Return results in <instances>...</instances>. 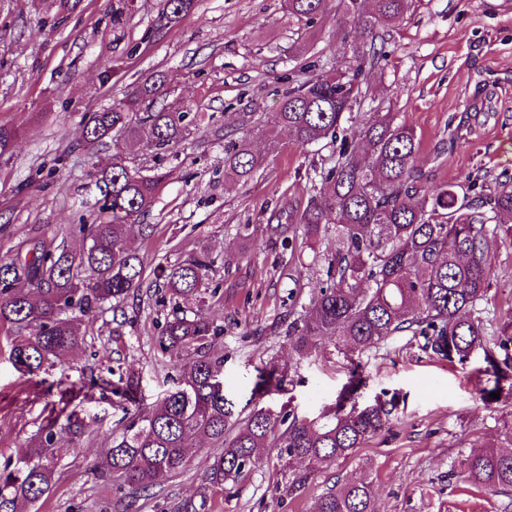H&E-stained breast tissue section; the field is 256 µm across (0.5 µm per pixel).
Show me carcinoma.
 <instances>
[{
    "label": "carcinoma",
    "mask_w": 512,
    "mask_h": 512,
    "mask_svg": "<svg viewBox=\"0 0 512 512\" xmlns=\"http://www.w3.org/2000/svg\"><path fill=\"white\" fill-rule=\"evenodd\" d=\"M332 0H286L288 20L307 27L318 22ZM359 38L345 41L336 68L284 90L271 121L261 125L276 148L274 130L286 129L301 146L328 140L337 145L336 161L315 172L320 188L294 220L307 239L332 234L335 251L324 256L327 279L314 286L308 314L288 322V343L298 358L316 353L321 341L352 355L391 336L410 332L442 360L463 361L475 348H486L487 334L474 316L477 303L492 287L491 253L498 230L512 229V179L487 193L444 188L421 193L417 169L419 141L414 130L395 121L392 112H373L351 131L344 123L362 98L366 65H380V31L401 22L413 0H338ZM194 0H165L164 17L177 24ZM164 94V81L146 80L124 100L94 112L85 124L86 143L95 145L124 133L135 138L149 127L159 153L183 137L186 113L152 110ZM112 165L95 175L100 216L75 225L80 251L66 242L33 241L25 250L0 260V326L8 331L9 358L25 375L39 376L85 344L80 316L93 308L116 305L143 288L144 267L126 246L129 228L149 210L166 174L145 175L124 163L113 143ZM264 157L246 139H224V175L251 180ZM214 262L191 254L159 269L171 312L157 343L178 371V387L151 411L137 409L123 393L128 422L112 440L105 458L94 465L102 478L118 479L131 492L178 473L208 439L221 449L211 465L218 484L234 480L259 464L264 449L279 448L283 467L306 463L288 480V492L301 491L312 474L350 456L389 424L390 410L380 404L356 409L363 383L354 366L336 405L312 420L293 413L255 408L235 432L224 391L213 375L224 367L217 350L224 326L183 302L205 303ZM38 327L34 334L28 333ZM285 376L271 367L258 371L255 390L284 388ZM88 393L64 390L40 428V438L17 464L0 469V512H23L48 490L57 464V438L85 433L86 423L72 402ZM462 466L467 477L492 488H512V450L481 448ZM314 512H377L373 480L361 470L334 485L317 500Z\"/></svg>",
    "instance_id": "1"
}]
</instances>
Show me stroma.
<instances>
[{
	"instance_id": "obj_1",
	"label": "stroma",
	"mask_w": 512,
	"mask_h": 512,
	"mask_svg": "<svg viewBox=\"0 0 512 512\" xmlns=\"http://www.w3.org/2000/svg\"><path fill=\"white\" fill-rule=\"evenodd\" d=\"M120 5L81 0L66 11L60 0H0V124L18 132L0 156V258L31 238L63 237L80 250L69 229L97 213L94 175L114 152L109 143L85 144V117L158 74L162 105L187 114L172 153L148 148L146 128L123 144L129 167L170 172L145 218L151 236L130 232L145 266L139 296L86 316L84 346L40 384L13 367L0 330V464L23 458L37 441L60 387L99 381L79 407L85 433L59 441L50 489L32 512H313L327 488L362 470L374 480L378 512H512V489L458 475L471 449L512 448V393L482 396L493 385L490 362L512 358V346L496 345L512 319V242L496 243L493 285L475 310L486 350L449 363L405 335L354 361L329 342L301 359L283 319L304 313L312 283L326 277L321 256L336 241L325 236L307 245L287 222L315 195L314 172L333 163L336 147L325 140L302 148L281 130L268 155L260 137H249L265 155L263 167L246 184L224 175L225 136H245L248 114L270 117L279 90L334 64L348 19L332 8L316 27L295 32L284 0H194L173 25L163 18L164 0H136L116 25ZM382 50L381 67L365 73L367 94L354 117L388 108L414 129L424 190L490 189L512 177V0H413ZM199 252L215 261L220 289L206 312L224 328V393L236 415L267 406L314 419L335 406L356 363L365 378L359 404L379 400L391 410L386 430L315 473L301 494H289L274 448L222 485L210 475V444L181 472L135 494L89 469L126 424L114 383L136 387L145 410L175 389L176 373L155 344L168 309L157 301L154 269ZM270 365L284 368L287 382L263 396L254 390L257 370Z\"/></svg>"
}]
</instances>
